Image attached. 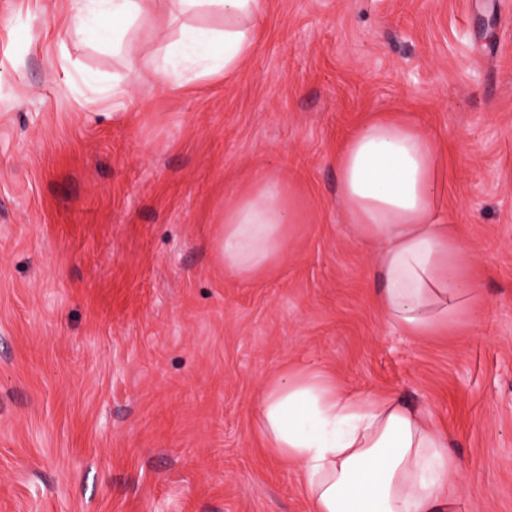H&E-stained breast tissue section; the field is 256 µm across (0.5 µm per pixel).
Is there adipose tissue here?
Segmentation results:
<instances>
[{
	"mask_svg": "<svg viewBox=\"0 0 512 512\" xmlns=\"http://www.w3.org/2000/svg\"><path fill=\"white\" fill-rule=\"evenodd\" d=\"M71 29L96 27L122 56L126 80L152 69L182 87L186 73L231 72L250 57L248 24L266 0H173L191 14L223 12V29L183 27L161 60L140 56L129 30L150 17L157 0H75ZM337 191L349 224L379 242V303L387 320L425 334L455 316L480 290L464 271L463 248L435 223L440 161L432 136L415 127L369 124L336 158ZM291 218L285 183L260 169L253 188L224 209L219 248L225 267L249 275L281 262ZM253 427L272 459L294 465L308 512H452L462 461L428 413L399 396H354L318 373L266 383Z\"/></svg>",
	"mask_w": 512,
	"mask_h": 512,
	"instance_id": "obj_1",
	"label": "adipose tissue"
}]
</instances>
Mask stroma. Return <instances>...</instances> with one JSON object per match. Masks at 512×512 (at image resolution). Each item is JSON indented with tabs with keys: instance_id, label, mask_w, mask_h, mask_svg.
<instances>
[{
	"instance_id": "1",
	"label": "stroma",
	"mask_w": 512,
	"mask_h": 512,
	"mask_svg": "<svg viewBox=\"0 0 512 512\" xmlns=\"http://www.w3.org/2000/svg\"><path fill=\"white\" fill-rule=\"evenodd\" d=\"M71 0H0V512H306L260 448L265 384L319 372L424 406L464 473L455 512H512V0H267L251 56L121 111L111 41ZM137 30L159 54L183 23ZM378 118L440 148L438 223L479 298L428 335L377 301L378 243L336 155ZM290 189L287 257L227 270L224 207Z\"/></svg>"
}]
</instances>
